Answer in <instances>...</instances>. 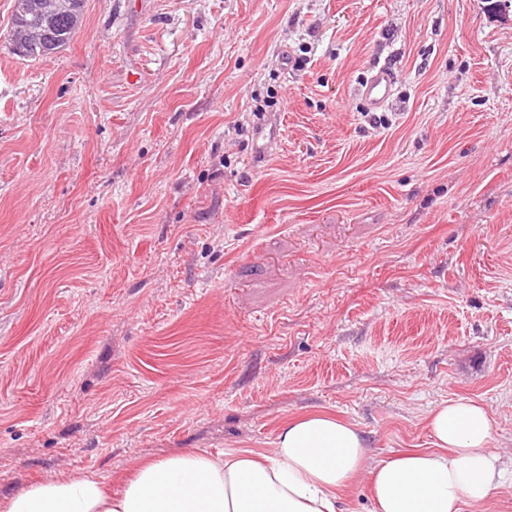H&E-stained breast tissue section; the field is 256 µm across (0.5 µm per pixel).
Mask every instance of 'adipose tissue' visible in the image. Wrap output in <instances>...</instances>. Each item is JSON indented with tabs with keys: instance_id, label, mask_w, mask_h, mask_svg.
<instances>
[{
	"instance_id": "1",
	"label": "adipose tissue",
	"mask_w": 512,
	"mask_h": 512,
	"mask_svg": "<svg viewBox=\"0 0 512 512\" xmlns=\"http://www.w3.org/2000/svg\"><path fill=\"white\" fill-rule=\"evenodd\" d=\"M427 423L433 447L377 460L355 424L314 413L285 420L268 454L183 451L143 461L117 492L91 476L46 478L0 512H341L362 476L369 512H483L512 488V472L490 447L496 422L481 402H442Z\"/></svg>"
}]
</instances>
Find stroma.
I'll use <instances>...</instances> for the list:
<instances>
[{
  "label": "stroma",
  "instance_id": "35a3bbf8",
  "mask_svg": "<svg viewBox=\"0 0 512 512\" xmlns=\"http://www.w3.org/2000/svg\"><path fill=\"white\" fill-rule=\"evenodd\" d=\"M0 500L289 417L386 459L475 399L512 466V15L485 0H86L4 40ZM393 75L384 106L362 87ZM39 1H15L8 37L13 46L12 51L24 59L45 57L65 47L83 22L85 0H68L66 9L52 15H46L39 10ZM26 28L38 29L40 36L37 39L20 41L18 32Z\"/></svg>",
  "mask_w": 512,
  "mask_h": 512
}]
</instances>
